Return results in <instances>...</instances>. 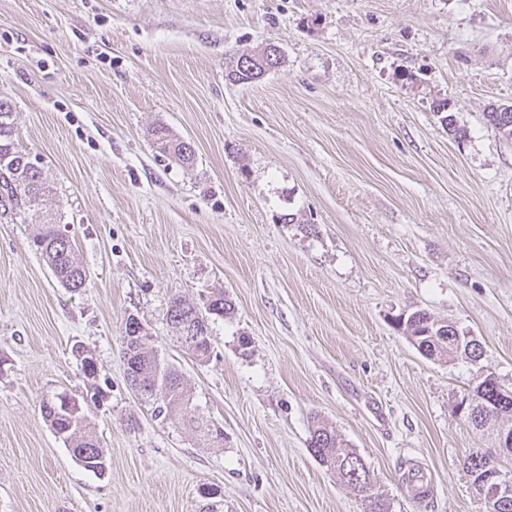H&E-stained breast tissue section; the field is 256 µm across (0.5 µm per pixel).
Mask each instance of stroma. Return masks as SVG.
Wrapping results in <instances>:
<instances>
[{
  "label": "stroma",
  "instance_id": "obj_1",
  "mask_svg": "<svg viewBox=\"0 0 512 512\" xmlns=\"http://www.w3.org/2000/svg\"><path fill=\"white\" fill-rule=\"evenodd\" d=\"M269 43L278 69L227 79ZM0 96L87 274L62 287L38 224L0 215V512H206L205 487L217 512H365L311 456L315 415L389 512H483L463 463L493 440L458 407L477 375L512 387V138L484 118L512 104V0H0ZM159 124L192 166L155 152ZM219 293L234 310L200 361L169 303ZM417 310L481 360L422 355L393 325ZM131 316L223 440L128 386ZM93 384L101 476L41 415ZM275 47V50H263L266 52L267 69L265 73L263 72L262 74L261 68L256 69L257 65L252 61V57L254 56H249V54H246L239 56L238 59L233 62V69L228 73V76H230L231 79H233V81L235 82L252 83L256 81L255 79L260 78L261 76L266 74L267 71H270L282 64L281 51L279 47ZM254 69H256V73H253Z\"/></svg>",
  "mask_w": 512,
  "mask_h": 512
}]
</instances>
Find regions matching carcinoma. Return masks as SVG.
Masks as SVG:
<instances>
[{
  "label": "carcinoma",
  "mask_w": 512,
  "mask_h": 512,
  "mask_svg": "<svg viewBox=\"0 0 512 512\" xmlns=\"http://www.w3.org/2000/svg\"><path fill=\"white\" fill-rule=\"evenodd\" d=\"M228 76L235 82L252 83L262 76V70L246 54L234 61ZM150 136L161 155L182 166L193 164L195 152L191 144L174 137L168 127L155 126ZM51 192L52 188L43 176V169L37 159L31 158L17 143L11 101L0 97V208L15 216L30 211L42 216L41 232L34 240L36 250L58 283L71 291H77L85 285L86 271L76 261L73 244L68 236L61 233L57 220L42 211L44 197ZM232 310V302L222 293L215 295L208 305V313L216 316L228 315ZM168 316L182 345L198 360L208 358L212 349L208 318L179 297L171 301ZM396 324L405 331L414 345L426 347L432 357L450 358L460 352L466 353V350L458 349L448 340V336L441 334L448 327V322L435 319L424 311L400 316L396 318ZM122 358L130 387L147 400L162 395L159 411L181 416L207 440L224 438L221 428L192 409L190 397L175 368L147 347V336L141 323L126 321L122 336ZM511 393V389L492 381L484 387V391H476V400L478 405L490 407L492 402H498ZM41 411L54 432L64 434V441L68 443L72 456L97 467V474H104L102 461L106 460V456L98 439L88 429L86 411H81L76 417L72 416L62 409L56 395L43 402ZM308 447L310 454L321 465L336 471L345 483L354 486L362 494L367 501L366 512H388L383 493L379 492L376 480L365 463H360V481L344 469L343 463L348 457L353 456L359 460L361 456L353 450H342V442L336 430L317 416L311 422Z\"/></svg>",
  "instance_id": "obj_1"
}]
</instances>
